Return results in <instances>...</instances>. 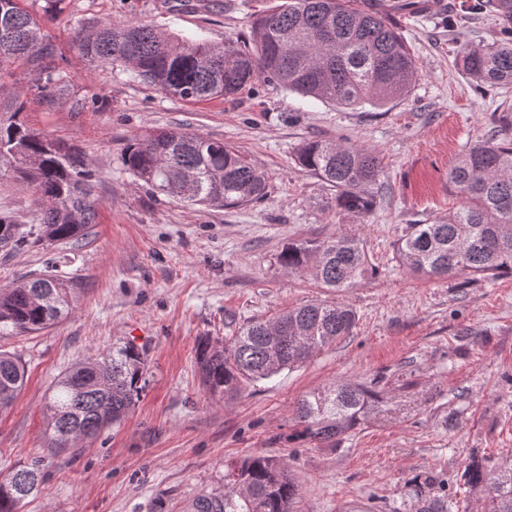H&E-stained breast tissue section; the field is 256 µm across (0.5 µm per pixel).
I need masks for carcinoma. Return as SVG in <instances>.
<instances>
[{"label":"carcinoma","mask_w":512,"mask_h":512,"mask_svg":"<svg viewBox=\"0 0 512 512\" xmlns=\"http://www.w3.org/2000/svg\"><path fill=\"white\" fill-rule=\"evenodd\" d=\"M368 0H287L254 21L251 40L241 46L203 38L166 35L138 20L110 18L78 24L74 44L89 64L120 65L140 81L185 101L230 98L265 78L306 98L354 109L383 107L408 92L416 74L411 49L396 24L366 5ZM468 9L496 18V44L463 52L461 65L480 87L512 85V0H472ZM23 68L38 100L50 106L64 74L40 20L23 0H0V72ZM27 109L24 91L13 92L0 119V171L27 179L42 201L33 223L36 241L65 243L98 213L91 200L95 175L84 156L19 119ZM502 137L492 134L467 147L448 173V184L465 198L432 224H408L395 245L397 262L435 278L512 274V113H493ZM298 164L336 189L338 205L353 214L372 212L373 187L381 168L376 156L355 145L311 141L297 152ZM125 171L156 193L191 205L234 209L263 198L265 174L240 150L180 130H159L129 140ZM30 234L11 215L0 214V248L21 250ZM290 273L310 272L324 288L340 293L376 274L360 241L348 235L290 242L279 256ZM71 307L69 288L48 273L19 287L0 288V335L23 336L53 326ZM356 313L342 302H313L272 319H253L221 346L204 338L197 360L204 386L232 396L243 383L268 379L307 361L314 353L350 335ZM147 370L146 349L127 343L63 373L46 406L52 433L49 451H75L76 443L97 437L134 406ZM26 369L0 352V411L22 390ZM375 390L337 383L301 399L297 418L317 442L351 430L371 405ZM240 498L222 493L198 496L187 512H293L298 488L285 460L264 454L246 457L231 474ZM466 483L482 496L481 512H512V464L495 468L473 459ZM39 467L17 469L0 480V512H18L37 492Z\"/></svg>","instance_id":"obj_1"}]
</instances>
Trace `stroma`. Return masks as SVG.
Masks as SVG:
<instances>
[{
  "instance_id": "35a3bbf8",
  "label": "stroma",
  "mask_w": 512,
  "mask_h": 512,
  "mask_svg": "<svg viewBox=\"0 0 512 512\" xmlns=\"http://www.w3.org/2000/svg\"><path fill=\"white\" fill-rule=\"evenodd\" d=\"M284 0H63L46 11L28 0L67 82L54 107L30 100L23 120L78 146L96 178L98 221L64 244L0 250V288L46 271L62 256L71 312L35 336H0L27 382L0 412V477L38 464L43 482L19 512H184L198 495L227 489L228 468L267 454L286 459L299 487L294 512H419L423 499L477 512L464 482L471 458L512 461V277L466 286L415 275L394 260L406 225L433 223L460 207L448 186L458 155L512 110V87L479 93L459 63L465 49L500 39L494 18L394 13L416 64L410 91L383 107L343 109L258 81L232 98L186 102L91 67L73 46L77 20L134 18L172 35L248 41L256 15ZM92 98L69 109L72 93ZM180 129L244 152L267 178L266 194L236 209L189 205L153 194L121 165L129 138ZM311 140L349 142L374 153L377 205L354 215L336 191L305 171L297 149ZM34 189L0 172V213L31 220ZM339 234L363 241L375 276L345 292L287 272L289 242ZM313 300L357 313L350 336L301 367L247 385L231 398L209 392L197 364L202 337L223 342L247 321ZM131 342L148 366L136 405L77 454L47 450L53 381L74 364ZM376 381L380 400L347 434L326 444L303 437L296 409L334 383Z\"/></svg>"
}]
</instances>
